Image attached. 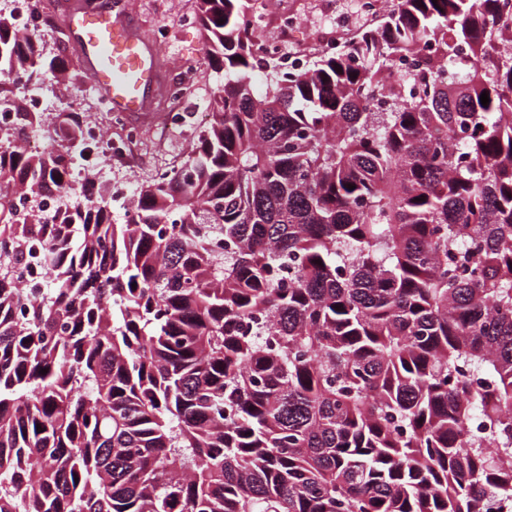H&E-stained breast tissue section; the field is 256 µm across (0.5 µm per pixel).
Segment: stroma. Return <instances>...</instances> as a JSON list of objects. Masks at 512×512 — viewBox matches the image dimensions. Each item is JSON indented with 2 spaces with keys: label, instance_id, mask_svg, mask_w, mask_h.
Here are the masks:
<instances>
[{
  "label": "stroma",
  "instance_id": "stroma-1",
  "mask_svg": "<svg viewBox=\"0 0 512 512\" xmlns=\"http://www.w3.org/2000/svg\"><path fill=\"white\" fill-rule=\"evenodd\" d=\"M63 2L37 0L42 26L40 49L44 55L62 59L67 79L66 85L47 87L46 93L52 100L49 112L88 116L107 130L116 145L111 161L96 169L88 186L91 194H98L112 184L124 185L129 194H137L159 174L176 171L185 164L224 85L223 71L215 69L208 56V36L198 20L199 0H128V10L145 37H153L159 29L167 32L160 49L162 82L176 76L181 60L199 61L189 98L182 107L184 122L174 130L161 119L162 112L169 109L161 95L156 96L152 111L129 118L125 124H113L111 112L89 88L78 52L61 28ZM296 7L300 26L293 44L313 58L320 52L314 41L317 32L331 29L349 38L376 22L375 17L359 11L358 0H296Z\"/></svg>",
  "mask_w": 512,
  "mask_h": 512
}]
</instances>
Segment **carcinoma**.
<instances>
[{
  "instance_id": "carcinoma-1",
  "label": "carcinoma",
  "mask_w": 512,
  "mask_h": 512,
  "mask_svg": "<svg viewBox=\"0 0 512 512\" xmlns=\"http://www.w3.org/2000/svg\"><path fill=\"white\" fill-rule=\"evenodd\" d=\"M248 2L200 0L224 88L122 224L15 95L61 68L0 15V512H503L512 0H397L288 71Z\"/></svg>"
}]
</instances>
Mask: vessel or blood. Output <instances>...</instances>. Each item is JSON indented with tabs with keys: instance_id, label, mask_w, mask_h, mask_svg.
<instances>
[{
	"instance_id": "1",
	"label": "vessel or blood",
	"mask_w": 512,
	"mask_h": 512,
	"mask_svg": "<svg viewBox=\"0 0 512 512\" xmlns=\"http://www.w3.org/2000/svg\"><path fill=\"white\" fill-rule=\"evenodd\" d=\"M62 28L110 112L149 111L160 81L158 51L131 22L124 0H103L94 9L70 6Z\"/></svg>"
}]
</instances>
